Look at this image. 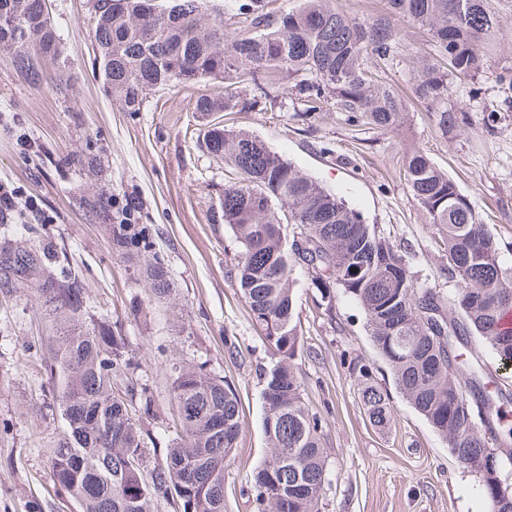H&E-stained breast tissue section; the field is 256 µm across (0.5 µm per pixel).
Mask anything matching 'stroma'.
I'll use <instances>...</instances> for the list:
<instances>
[{
	"label": "stroma",
	"instance_id": "35a3bbf8",
	"mask_svg": "<svg viewBox=\"0 0 512 512\" xmlns=\"http://www.w3.org/2000/svg\"><path fill=\"white\" fill-rule=\"evenodd\" d=\"M493 6L498 32L489 55L510 76L461 88L464 122L449 133L416 104L399 129L381 134L333 109L302 116L290 95L210 119L259 137L377 226L419 284L455 293L441 237L405 184L403 157L423 149L455 180L492 231L501 266L512 268V0ZM52 15L62 54L46 67L63 74L64 90L31 86L0 51V184L20 200H36L51 221L14 211L1 214L0 225H10L17 246L26 240L21 225L37 226L40 238L67 253L92 314L126 336L141 363L138 378L154 394L155 416L142 422L154 446L148 465L164 462V425L172 420L168 370L157 347L188 363L207 361L234 387L240 432L224 481L225 512H256L251 475L268 453L261 378L270 352L234 279L241 247L220 206L227 173L198 144L204 124L195 107L202 96L235 89L248 99L261 91L205 78L153 89L140 111H125L92 67V0H52ZM131 197L168 261L174 290L163 301L112 251L108 202ZM296 278L303 397L322 419L327 451L319 512H489L479 474L449 453L395 388L361 308L341 294L323 305L306 274ZM39 316L30 292H0V512H75L51 478L61 422L41 409L48 380L35 345L43 333ZM356 360L390 395L393 417L385 429L364 414L348 370Z\"/></svg>",
	"mask_w": 512,
	"mask_h": 512
}]
</instances>
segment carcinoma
<instances>
[{"label": "carcinoma", "mask_w": 512, "mask_h": 512, "mask_svg": "<svg viewBox=\"0 0 512 512\" xmlns=\"http://www.w3.org/2000/svg\"><path fill=\"white\" fill-rule=\"evenodd\" d=\"M42 0H0V49L33 86L48 79L42 60L62 48L42 17ZM383 14L352 16L336 0H302L274 15L260 0H95L94 67L103 86L130 112L140 111L158 87L232 76L242 85L264 78L292 89L304 112L330 104L370 129L393 131L406 105L386 71L409 60L417 98L444 133L460 122L459 90L479 76L503 79L486 47L498 27L490 0H385ZM424 28L430 39L416 47L402 34ZM233 93L202 97L201 118L234 112ZM206 149L233 171L224 185V224L242 248L236 282L254 327L273 359L264 372L263 430L269 453L252 473L257 512H319L326 474L322 422L310 413L296 367L300 330L295 271L310 277L321 297L339 289L365 314V327L388 364L396 387L446 442L449 452L480 472L487 449L502 469L512 467V426L494 411L512 391L489 389L479 371L460 360L459 347L479 337L503 363L512 361V272L499 263L497 243L448 173L422 149L404 159V179L414 200L436 226L457 290L420 286L398 248L342 200L326 191L264 141L245 131L208 125ZM135 202L112 203L113 252L132 262L153 297L170 296L165 255L151 229L135 223ZM308 243L296 252L284 225ZM66 253L50 244L0 248V269L21 273L44 311L49 335L41 360L52 387L49 410L63 426L50 449L56 488L76 512H153L159 496L175 512H224L225 473L240 430L235 391L204 364L183 370L168 360L174 417L166 427L165 463L143 475L145 432L130 413L138 398L148 415L154 403L146 383L114 391L113 377L134 362L126 338L110 321L90 313ZM360 399L372 426L392 418L390 399L368 366L356 361ZM483 492L490 512H512V491Z\"/></svg>", "instance_id": "obj_1"}]
</instances>
